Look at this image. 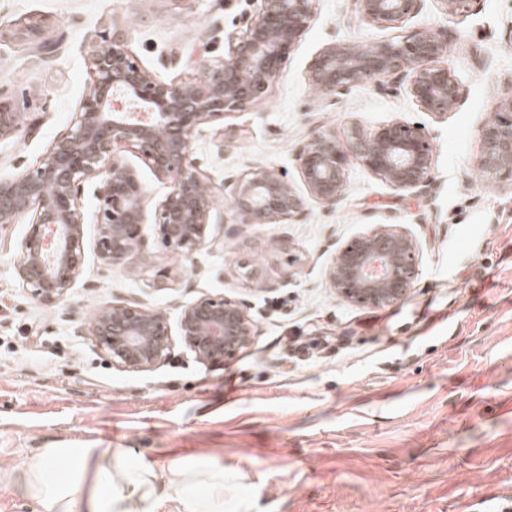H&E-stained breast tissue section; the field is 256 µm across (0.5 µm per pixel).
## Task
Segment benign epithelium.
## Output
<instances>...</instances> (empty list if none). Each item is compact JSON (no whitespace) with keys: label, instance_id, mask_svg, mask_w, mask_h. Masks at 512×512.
I'll use <instances>...</instances> for the list:
<instances>
[{"label":"benign epithelium","instance_id":"1","mask_svg":"<svg viewBox=\"0 0 512 512\" xmlns=\"http://www.w3.org/2000/svg\"><path fill=\"white\" fill-rule=\"evenodd\" d=\"M258 19L240 36L227 35L231 49L206 63L190 81H163L142 66L121 36L103 30L87 45L91 91L80 101L74 124L55 137L31 168L0 176V227L24 220L15 272L31 296L46 306L62 302L81 274V190L96 185L98 252L109 266L142 248L145 192L120 148H131L171 190L156 205L157 234L164 248L185 260L207 244L214 194L192 158L196 134L229 112L260 101L278 77L293 45L308 27L311 0H261ZM358 17L386 29L403 26L422 0H355ZM40 59L52 48L35 21L17 30ZM447 49L432 33L382 40L368 48L330 45L313 60L309 81L334 97L352 85L384 79L404 86L421 111L434 116L459 106V83L437 65ZM25 119L0 101V141L18 138ZM307 196L284 176L262 167L230 184L240 224H273L302 214L305 198L334 208L344 174L358 164L400 191L425 186L432 151L422 125L395 119L373 133L354 124L349 146L316 128L298 149ZM476 167L487 179L512 180V97L481 132ZM419 245L396 226L367 230L339 245L326 282L342 298L383 307L407 299L417 281ZM94 345L128 372H145L166 361L174 336L203 364L222 363L246 349L255 325L245 305L223 294H205L184 306L176 325L167 313L137 301L107 303L88 323Z\"/></svg>","mask_w":512,"mask_h":512}]
</instances>
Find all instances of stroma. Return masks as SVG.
Here are the masks:
<instances>
[{
  "instance_id": "35a3bbf8",
  "label": "stroma",
  "mask_w": 512,
  "mask_h": 512,
  "mask_svg": "<svg viewBox=\"0 0 512 512\" xmlns=\"http://www.w3.org/2000/svg\"><path fill=\"white\" fill-rule=\"evenodd\" d=\"M261 0H0V98L35 129L0 142V175L31 167L74 121L88 92L86 47L120 32L164 79L194 78L228 52L227 34L255 21ZM38 21L45 60L10 29ZM441 36L438 63L458 80L460 106L420 112L402 87L351 86L332 99L308 82L331 44L368 46L417 31ZM512 96V0H470L448 13L424 0L398 29L361 21L353 0H312L304 35L265 97L202 127L193 156L216 190L210 242L184 261L164 251L154 222L125 263L98 255L85 188L81 275L53 307L14 273L24 225L0 229V512H33L11 475L46 442L123 448L160 462L224 465V512H489L512 495V181L475 166L480 131ZM424 125L431 180L395 190L350 166L340 203L307 202L303 217L237 224L225 179L275 167L304 185L296 152L318 127L345 142L352 125ZM232 142L220 151L221 142ZM398 225L420 245L411 295L383 308L347 302L326 268L342 242ZM207 293L246 304L252 344L221 364L183 346L148 372L107 363L86 327L105 302L137 299L178 319Z\"/></svg>"
}]
</instances>
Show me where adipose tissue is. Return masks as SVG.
Returning <instances> with one entry per match:
<instances>
[{"mask_svg":"<svg viewBox=\"0 0 512 512\" xmlns=\"http://www.w3.org/2000/svg\"><path fill=\"white\" fill-rule=\"evenodd\" d=\"M17 483L36 512H154L164 497L179 512H224V466L214 460L162 466L119 449L50 446L26 459Z\"/></svg>","mask_w":512,"mask_h":512,"instance_id":"ef3b65f1","label":"adipose tissue"}]
</instances>
